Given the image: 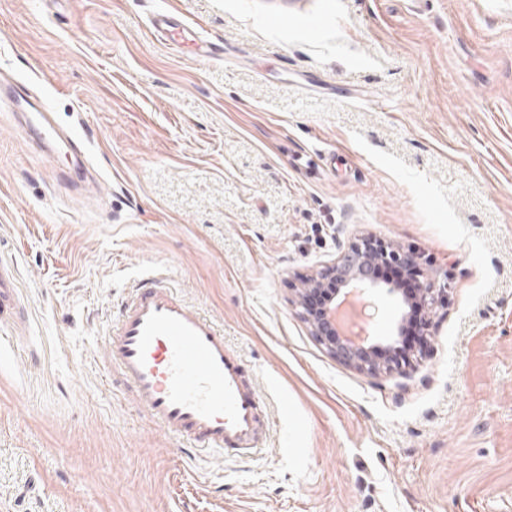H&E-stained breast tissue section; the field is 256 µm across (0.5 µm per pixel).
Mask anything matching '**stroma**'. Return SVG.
Here are the masks:
<instances>
[{
  "mask_svg": "<svg viewBox=\"0 0 512 512\" xmlns=\"http://www.w3.org/2000/svg\"><path fill=\"white\" fill-rule=\"evenodd\" d=\"M175 12L215 51L166 42ZM72 126L95 186L0 101V512H512V0H0V78ZM411 255L426 348L373 376L295 290L350 242ZM167 275L270 418L200 454L109 382L103 336ZM363 312L388 336L406 307ZM152 26L158 31L166 32L170 41L175 42L177 35H185V24L170 10L157 12ZM27 309L18 288L13 262L0 260V329H15L24 323ZM313 331L327 349L346 364L370 373H377L380 370L382 361L368 354L370 350H366L363 345L353 344L339 335L329 318V311L321 322L313 321Z\"/></svg>",
  "mask_w": 512,
  "mask_h": 512,
  "instance_id": "1",
  "label": "stroma"
}]
</instances>
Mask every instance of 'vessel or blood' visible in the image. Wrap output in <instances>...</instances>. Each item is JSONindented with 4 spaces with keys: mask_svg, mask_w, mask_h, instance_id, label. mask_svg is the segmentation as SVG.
Listing matches in <instances>:
<instances>
[{
    "mask_svg": "<svg viewBox=\"0 0 512 512\" xmlns=\"http://www.w3.org/2000/svg\"><path fill=\"white\" fill-rule=\"evenodd\" d=\"M152 25L172 39L184 32L169 10L157 12ZM19 127L29 139L76 148L50 112L28 113ZM26 315L15 265L0 260V329L16 328ZM104 348L107 366L166 435L199 452L259 453L269 420L251 370L223 328L186 302L171 280L146 279L125 297Z\"/></svg>",
    "mask_w": 512,
    "mask_h": 512,
    "instance_id": "obj_1",
    "label": "vessel or blood"
}]
</instances>
